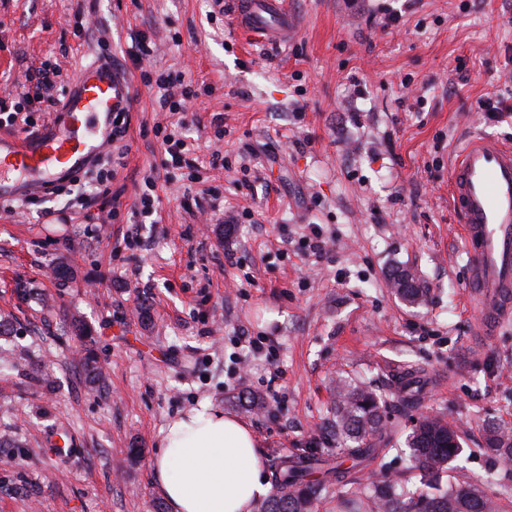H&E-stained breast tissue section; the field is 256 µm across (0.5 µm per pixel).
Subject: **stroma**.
<instances>
[{
  "label": "stroma",
  "mask_w": 512,
  "mask_h": 512,
  "mask_svg": "<svg viewBox=\"0 0 512 512\" xmlns=\"http://www.w3.org/2000/svg\"><path fill=\"white\" fill-rule=\"evenodd\" d=\"M288 12L287 42L265 44L214 0H0V85L25 92L49 61L61 98L105 58L133 92L108 194L89 173L0 211V318L18 352L0 363V512H171L152 464L172 419L205 404L240 417L270 475L304 449L335 451L338 381L383 388L407 367L429 380L423 411L464 434L449 478L512 496V465L481 450L484 419L512 428V326L476 335L448 199L464 139L512 144V113L478 110L512 99V0H288ZM143 34L157 44L151 76L191 78L188 110H160L142 82L127 51ZM176 119L193 146L180 167L152 133ZM145 194L155 211L140 221ZM395 265L418 274L425 304L394 294ZM244 334L273 339L275 363ZM88 351L102 386L85 380ZM411 426L392 412L360 483L414 470Z\"/></svg>",
  "instance_id": "35a3bbf8"
}]
</instances>
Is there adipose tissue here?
Wrapping results in <instances>:
<instances>
[{
  "label": "adipose tissue",
  "instance_id": "adipose-tissue-1",
  "mask_svg": "<svg viewBox=\"0 0 512 512\" xmlns=\"http://www.w3.org/2000/svg\"><path fill=\"white\" fill-rule=\"evenodd\" d=\"M153 473L171 512H251L269 492L251 428L208 406L167 425Z\"/></svg>",
  "mask_w": 512,
  "mask_h": 512
}]
</instances>
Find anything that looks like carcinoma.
<instances>
[{
	"label": "carcinoma",
	"instance_id": "cac0c4a2",
	"mask_svg": "<svg viewBox=\"0 0 512 512\" xmlns=\"http://www.w3.org/2000/svg\"><path fill=\"white\" fill-rule=\"evenodd\" d=\"M395 295L411 305L427 299L414 272L395 266L389 274ZM422 371L408 368L392 375L386 390L379 392L370 385L340 382L336 385V455L361 466L376 459L379 449L375 440L387 437L385 420L392 410L410 412L422 402ZM407 446L419 462V486L399 487L385 477L372 480L366 487H354L351 470L332 464L318 452L280 460L272 495L260 505V512H311V506L332 480L343 487L344 499L353 512H499L498 503L476 483L450 482L439 487L441 473L463 451L458 429L438 413L418 418L407 438ZM484 452L498 461L512 458V429L489 424ZM315 470L323 471L325 480L312 481Z\"/></svg>",
	"mask_w": 512,
	"mask_h": 512
}]
</instances>
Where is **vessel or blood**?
<instances>
[{
	"label": "vessel or blood",
	"mask_w": 512,
	"mask_h": 512,
	"mask_svg": "<svg viewBox=\"0 0 512 512\" xmlns=\"http://www.w3.org/2000/svg\"><path fill=\"white\" fill-rule=\"evenodd\" d=\"M235 24L258 39L292 30L286 0H230ZM132 91L110 64H86L67 91L61 119L24 137L0 135V204L86 168L112 131L114 112ZM450 201L459 215L470 260L468 294L480 309L483 335L512 321V146L483 134L457 151L450 166Z\"/></svg>",
	"instance_id": "1"
}]
</instances>
